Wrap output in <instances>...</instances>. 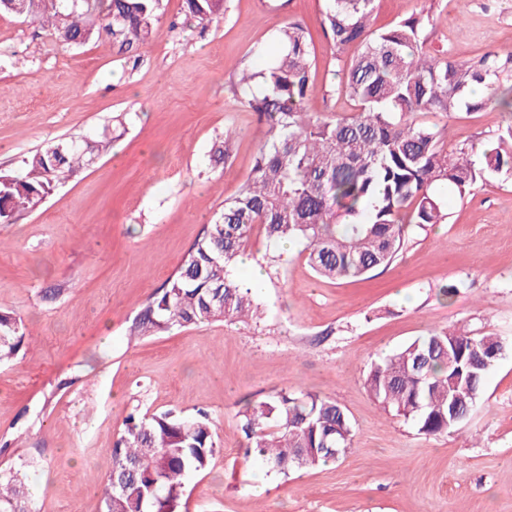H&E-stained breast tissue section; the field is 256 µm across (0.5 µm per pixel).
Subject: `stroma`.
<instances>
[{"label":"stroma","mask_w":512,"mask_h":512,"mask_svg":"<svg viewBox=\"0 0 512 512\" xmlns=\"http://www.w3.org/2000/svg\"><path fill=\"white\" fill-rule=\"evenodd\" d=\"M431 7L430 47L476 61L512 49V0H376L372 29ZM324 0H224L202 26L160 0L148 44L118 52L95 27L70 45L31 17L0 14V171L52 141L110 143L33 210L0 224V310L26 338L0 365V469L29 462L41 512H103L113 443L132 412L207 411L223 447L187 484L181 512H512V351L482 408L428 438L366 391L371 362L452 325L512 340V177L449 194L447 223L413 228L367 280L317 278L301 243L245 247L264 309L248 324L203 322L145 338L128 329L248 176L264 126L234 87L278 51L282 23L307 27L323 80L333 48ZM443 147L492 148L512 124L496 104L426 113ZM237 131L229 161L215 149ZM454 284L453 297L442 294ZM274 389L336 399L353 446L335 464L283 476L242 459L237 414Z\"/></svg>","instance_id":"obj_1"}]
</instances>
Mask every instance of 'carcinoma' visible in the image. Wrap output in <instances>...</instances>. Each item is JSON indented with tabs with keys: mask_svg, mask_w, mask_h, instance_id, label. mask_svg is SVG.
<instances>
[{
	"mask_svg": "<svg viewBox=\"0 0 512 512\" xmlns=\"http://www.w3.org/2000/svg\"><path fill=\"white\" fill-rule=\"evenodd\" d=\"M26 14L58 35L91 37L89 15L112 19V43L122 52L145 44L160 0H24ZM375 0H325L321 26L333 46L328 81L312 78L315 57L306 28L278 30L280 50L262 71H248L236 94L265 126L255 164L239 192L203 227L180 268L151 294L129 335L154 336L203 321L258 317L255 288L232 267L253 230L271 244L302 240L322 279H356L402 253L410 227L445 224L437 192L446 183L459 196L490 176L512 174V125L498 146L473 160L474 147L450 153L442 132L417 115L473 112L493 102L512 110V51L477 63L428 49L430 12L383 30L370 28ZM224 0H185L187 19L207 25ZM475 85L487 94L470 98ZM347 99L343 117L305 111L317 92ZM94 147L50 143L0 173V224L34 209L59 184L92 164ZM23 321L0 311V363L24 341ZM512 341L442 329L370 364L364 385L384 408L418 433L439 436L461 426L484 403L488 375ZM243 457L260 459L284 476L334 463L352 447L353 425L336 400L311 392L275 390L238 412ZM221 452L214 424L199 412L126 417L101 488L104 512H179L188 481ZM27 465L0 471V512H37L28 496Z\"/></svg>",
	"mask_w": 512,
	"mask_h": 512,
	"instance_id": "1",
	"label": "carcinoma"
}]
</instances>
